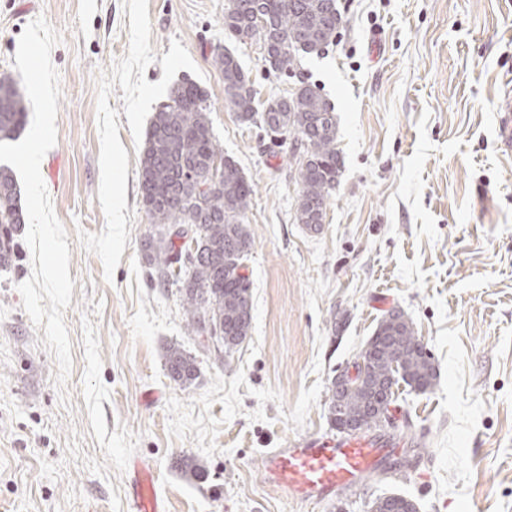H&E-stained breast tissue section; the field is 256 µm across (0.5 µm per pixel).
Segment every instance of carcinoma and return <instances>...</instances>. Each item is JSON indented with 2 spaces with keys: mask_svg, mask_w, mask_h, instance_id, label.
<instances>
[{
  "mask_svg": "<svg viewBox=\"0 0 512 512\" xmlns=\"http://www.w3.org/2000/svg\"><path fill=\"white\" fill-rule=\"evenodd\" d=\"M337 12V0H228L224 32L238 39L260 14L267 25V31L259 34V41L267 44L264 62L272 71L287 74L298 68L303 55L322 52L336 42L341 26ZM214 62L224 76L225 104L240 121H259L273 140L281 131L301 135L307 163L300 165L296 180L297 212L307 217L299 223L317 230L342 168L333 107L317 90L302 86L260 112L255 107L256 92L237 93L250 79L236 56L226 50ZM209 111L207 93L183 81L170 88L154 113L139 182L143 206L151 223L158 225V233L145 242L144 260L151 283L160 288L177 286L188 330L207 336L215 348L228 353L247 339L252 328L251 292L243 286L238 268L252 249L243 218L254 186L237 163L224 156L211 132ZM25 124L21 82L1 77L0 140L16 137ZM22 223L15 175L1 166L0 267H11L17 260L16 232ZM360 355L386 381L385 397L391 404L397 400L394 387L401 382L421 393L437 385L431 355L401 310H391L382 318ZM165 369L179 386L192 385L200 373L195 357L176 345L166 350ZM375 403L361 390L338 395L333 385L328 421L339 432L352 421H361L370 430L377 427ZM370 512H417V506L393 494L372 500Z\"/></svg>",
  "mask_w": 512,
  "mask_h": 512,
  "instance_id": "1",
  "label": "carcinoma"
}]
</instances>
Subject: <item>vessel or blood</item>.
<instances>
[{
	"instance_id": "vessel-or-blood-1",
	"label": "vessel or blood",
	"mask_w": 512,
	"mask_h": 512,
	"mask_svg": "<svg viewBox=\"0 0 512 512\" xmlns=\"http://www.w3.org/2000/svg\"><path fill=\"white\" fill-rule=\"evenodd\" d=\"M389 440L366 436L329 439L310 436L285 448L270 449L262 462L263 478L289 497L302 501L327 500L336 492L359 487L365 478L392 457ZM127 512H168L166 499L150 469L138 459L126 467Z\"/></svg>"
}]
</instances>
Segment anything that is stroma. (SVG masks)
<instances>
[{
  "label": "stroma",
  "instance_id": "stroma-1",
  "mask_svg": "<svg viewBox=\"0 0 512 512\" xmlns=\"http://www.w3.org/2000/svg\"><path fill=\"white\" fill-rule=\"evenodd\" d=\"M226 0H0V76L17 77L25 27L61 35L57 142L45 155L74 282L72 368L22 305L32 251L0 268V512H127L126 466L148 464L170 512H369L399 493L418 512H512V151L498 136L512 80V0H338L336 44L272 72L259 44L224 32ZM231 51L257 103L316 87L344 165L320 232L295 215L299 154L224 105L214 57ZM211 104L225 156L255 185L252 329L232 353L189 334L179 294L151 284L156 227L140 160L175 83ZM119 177L105 182L104 147ZM434 358L428 393L403 389L380 434L403 439L360 487L309 503L266 484L261 460L336 436L331 381L391 309ZM181 345L200 376L172 382ZM201 467L203 477L193 474Z\"/></svg>",
  "mask_w": 512,
  "mask_h": 512
}]
</instances>
